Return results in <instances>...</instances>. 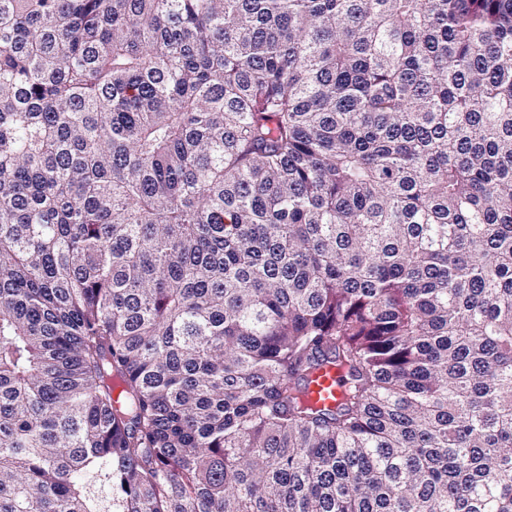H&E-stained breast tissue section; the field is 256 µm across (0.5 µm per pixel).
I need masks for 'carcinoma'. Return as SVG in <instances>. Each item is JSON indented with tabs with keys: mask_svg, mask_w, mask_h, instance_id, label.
I'll list each match as a JSON object with an SVG mask.
<instances>
[{
	"mask_svg": "<svg viewBox=\"0 0 512 512\" xmlns=\"http://www.w3.org/2000/svg\"><path fill=\"white\" fill-rule=\"evenodd\" d=\"M0 512H512V0H0ZM310 400L318 406H333L342 393L341 377L336 368L325 367L315 372L308 388Z\"/></svg>",
	"mask_w": 512,
	"mask_h": 512,
	"instance_id": "1",
	"label": "carcinoma"
}]
</instances>
